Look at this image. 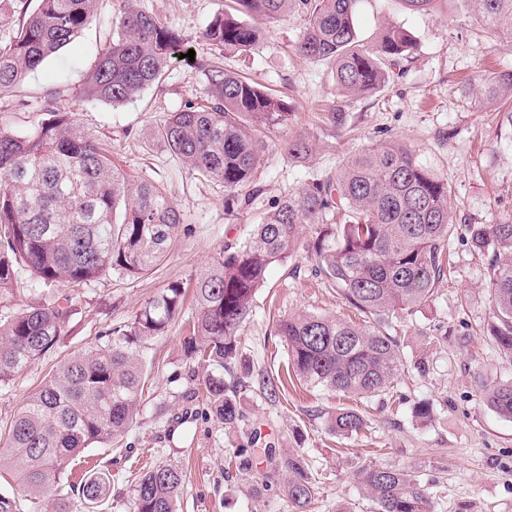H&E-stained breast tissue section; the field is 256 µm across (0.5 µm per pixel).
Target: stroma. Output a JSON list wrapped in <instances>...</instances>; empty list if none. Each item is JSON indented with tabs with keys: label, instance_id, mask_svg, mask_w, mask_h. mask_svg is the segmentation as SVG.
Segmentation results:
<instances>
[{
	"label": "stroma",
	"instance_id": "obj_1",
	"mask_svg": "<svg viewBox=\"0 0 512 512\" xmlns=\"http://www.w3.org/2000/svg\"><path fill=\"white\" fill-rule=\"evenodd\" d=\"M182 37L193 59H172L156 86L122 104L83 97L87 73L111 38L117 0H95L82 33L57 55L30 72L12 90L0 92V125L26 133L49 114V95L75 113L79 132L107 146L132 179L163 182L191 227L165 260L136 279H101L75 288L78 310L64 346L0 387V428L67 355L102 342L108 329L129 321L172 282L198 275L225 243H242L274 204L308 181L336 171L361 149L400 142L420 163L447 179L455 234L448 241L453 273L438 287L435 301L413 315L394 319L407 360L423 359L425 375L402 374L399 397L352 403L369 426L359 435H336L330 417L340 397L312 385L288 387L278 402L255 387L240 392L243 422L228 427L198 392L204 370L187 357L183 320L146 342L142 356L148 380L138 424L120 443L84 454L83 469L104 465L112 473V503L104 512H130L136 480L156 465L182 467L178 512H293L284 488L279 456H301L316 482L309 512H371L358 473L367 466L406 469L427 483L432 512H512V421L486 404L484 388L512 379V360L482 335L490 319L483 284L488 256L474 250L471 224H496L512 215V140L500 136L504 107L485 101L479 76L512 66V42L479 30L470 0H439L434 11H406L400 0H361L358 26L365 34L390 21L417 39L407 71L383 91L353 99L343 128L331 113L339 95L331 66L299 55L304 26L288 14L263 23L260 40L245 50H227L202 33L232 0H137ZM223 65L281 97L288 118L266 131L268 148L256 180L260 192L243 187L250 202L235 217L224 210V185L202 178L171 154L155 133L182 102L206 97L199 62ZM298 135L313 142L303 161L282 144ZM306 253L273 267L253 312L238 332L239 355L253 373L283 370L288 353L273 338L276 320L312 313L357 319L334 287L316 274ZM426 403L427 421L412 414ZM256 455L249 474L238 473L236 449ZM275 449L268 459L265 449Z\"/></svg>",
	"mask_w": 512,
	"mask_h": 512
}]
</instances>
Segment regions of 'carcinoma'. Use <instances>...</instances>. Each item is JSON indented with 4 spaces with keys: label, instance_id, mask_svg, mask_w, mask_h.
<instances>
[{
    "label": "carcinoma",
    "instance_id": "carcinoma-1",
    "mask_svg": "<svg viewBox=\"0 0 512 512\" xmlns=\"http://www.w3.org/2000/svg\"><path fill=\"white\" fill-rule=\"evenodd\" d=\"M94 0H38L25 13L14 39L0 45V89L56 55L87 25ZM112 43L89 72L83 95L123 104L159 82L180 35L156 16L123 0ZM236 7L212 20L203 37L226 49L245 50L262 36L260 22L292 11L304 16L297 51L331 64L339 95L353 98L384 87L407 70L416 38L386 23L370 39L357 25L361 0H233ZM483 28L512 38V0H474ZM208 84L205 102L187 100L169 113L158 134L169 150L204 178L224 183L229 216L248 200L238 190L254 182L267 149L265 128L288 119L285 102L243 76L200 64ZM482 94L512 102V68L480 76ZM51 118L30 133L0 127V301L27 272L52 299L28 304L0 325V386L64 343L75 308L68 288L110 274L138 278L157 267L185 231L167 187L136 182L111 152L74 129L70 113L48 99ZM288 156L305 158L307 139L285 144ZM448 181L421 165L412 150L387 144L349 158L336 175L310 181L288 195L255 225L242 245H227L190 284L172 282L106 340L64 358L29 396L7 426L21 494H51L44 512H102L112 476L91 469L76 484L67 466L91 448L118 443L137 423L146 381L138 348L163 335L192 293L195 316L184 345L202 361V385L210 410L226 425L241 420L238 391L224 372L238 362V331L252 312L269 270L303 250L337 293L363 315L355 323L299 314L276 323L297 379L333 394L373 398L396 394L405 371L402 344L388 332L400 312L413 315L435 300L448 275V239L456 224ZM339 209L342 222H324ZM310 228L311 239L302 240ZM472 247L492 251L485 290L492 313L487 332L512 361V216L497 224L469 225ZM258 386L276 401L284 379L261 373ZM487 405L512 421V380L483 392ZM337 434H359L367 421L353 409L330 419ZM254 453L239 448L235 468L248 472ZM288 500L305 512L315 495L305 462L281 459ZM360 484L375 512H430L428 488L404 469L368 467ZM183 471L159 465L137 481L133 512H177Z\"/></svg>",
    "mask_w": 512,
    "mask_h": 512
}]
</instances>
